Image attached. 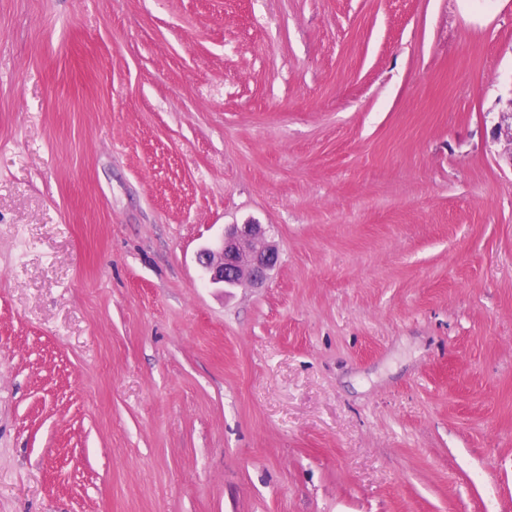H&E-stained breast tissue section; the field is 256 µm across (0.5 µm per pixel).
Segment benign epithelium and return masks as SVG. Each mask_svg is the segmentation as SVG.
<instances>
[{
	"label": "benign epithelium",
	"instance_id": "7a95c632",
	"mask_svg": "<svg viewBox=\"0 0 512 512\" xmlns=\"http://www.w3.org/2000/svg\"><path fill=\"white\" fill-rule=\"evenodd\" d=\"M508 111L501 113L495 127L496 138L505 139L511 148L506 160L512 166V98ZM277 250L269 244L259 224H229L217 246L205 248L198 254L210 285L215 288L235 286L244 278L261 282L276 263Z\"/></svg>",
	"mask_w": 512,
	"mask_h": 512
}]
</instances>
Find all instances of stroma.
I'll return each mask as SVG.
<instances>
[{
    "mask_svg": "<svg viewBox=\"0 0 512 512\" xmlns=\"http://www.w3.org/2000/svg\"><path fill=\"white\" fill-rule=\"evenodd\" d=\"M511 98L512 0H0V512H512ZM277 250L265 238L260 224H229L217 246L198 254L210 285L235 286L242 279L261 282L276 263Z\"/></svg>",
    "mask_w": 512,
    "mask_h": 512,
    "instance_id": "35a3bbf8",
    "label": "stroma"
}]
</instances>
